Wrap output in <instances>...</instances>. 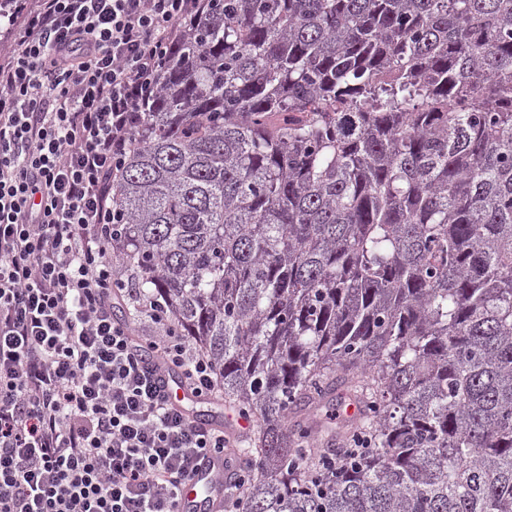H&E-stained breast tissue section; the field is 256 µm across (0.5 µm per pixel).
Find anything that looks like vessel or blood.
I'll return each instance as SVG.
<instances>
[{
  "mask_svg": "<svg viewBox=\"0 0 512 512\" xmlns=\"http://www.w3.org/2000/svg\"><path fill=\"white\" fill-rule=\"evenodd\" d=\"M232 470L222 457L203 459L186 487L181 491L179 512H220L224 490L231 481Z\"/></svg>",
  "mask_w": 512,
  "mask_h": 512,
  "instance_id": "obj_1",
  "label": "vessel or blood"
}]
</instances>
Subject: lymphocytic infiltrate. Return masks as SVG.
Wrapping results in <instances>:
<instances>
[{"instance_id": "lymphocytic-infiltrate-1", "label": "lymphocytic infiltrate", "mask_w": 512, "mask_h": 512, "mask_svg": "<svg viewBox=\"0 0 512 512\" xmlns=\"http://www.w3.org/2000/svg\"><path fill=\"white\" fill-rule=\"evenodd\" d=\"M201 0H13L0 59V512H177L223 427L163 385L222 387L158 302L136 319L112 255V186ZM154 326L142 333L139 319Z\"/></svg>"}]
</instances>
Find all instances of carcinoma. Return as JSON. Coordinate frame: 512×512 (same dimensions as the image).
Wrapping results in <instances>:
<instances>
[{
	"mask_svg": "<svg viewBox=\"0 0 512 512\" xmlns=\"http://www.w3.org/2000/svg\"><path fill=\"white\" fill-rule=\"evenodd\" d=\"M114 195L242 512H512V0H204ZM341 397V398H340ZM352 401H350L345 395H339L334 401V407L331 409L323 410L318 420L321 423H330L332 426L338 428H345L348 426L352 419L344 418L345 408Z\"/></svg>",
	"mask_w": 512,
	"mask_h": 512,
	"instance_id": "cac0c4a2",
	"label": "carcinoma"
}]
</instances>
